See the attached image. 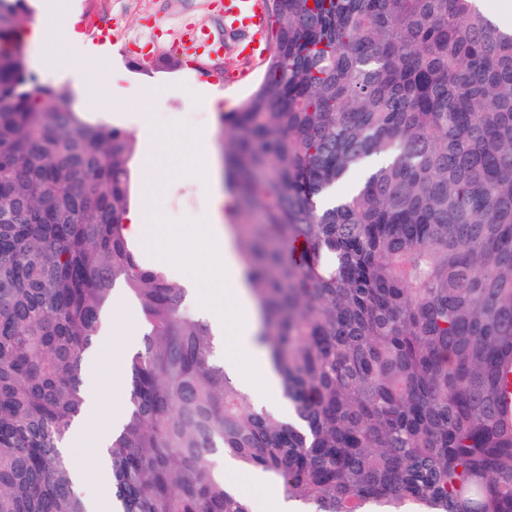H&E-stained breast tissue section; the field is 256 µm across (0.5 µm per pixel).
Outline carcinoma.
<instances>
[{
  "instance_id": "obj_1",
  "label": "carcinoma",
  "mask_w": 512,
  "mask_h": 512,
  "mask_svg": "<svg viewBox=\"0 0 512 512\" xmlns=\"http://www.w3.org/2000/svg\"><path fill=\"white\" fill-rule=\"evenodd\" d=\"M269 3L263 80L218 120L289 421L127 235L134 135L34 87L0 0V512H87L60 443L117 287L144 317L119 512H252L219 451L313 512H512V30L480 0Z\"/></svg>"
}]
</instances>
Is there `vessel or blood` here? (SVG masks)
I'll list each match as a JSON object with an SVG mask.
<instances>
[{
	"instance_id": "vessel-or-blood-1",
	"label": "vessel or blood",
	"mask_w": 512,
	"mask_h": 512,
	"mask_svg": "<svg viewBox=\"0 0 512 512\" xmlns=\"http://www.w3.org/2000/svg\"><path fill=\"white\" fill-rule=\"evenodd\" d=\"M223 6L224 29L235 34L234 43L223 41L210 30L187 24L180 33V45L183 56L190 58L196 69L210 56L234 52L243 66L225 74L224 85L231 88L247 77L249 68L268 58L270 18L265 0H224Z\"/></svg>"
}]
</instances>
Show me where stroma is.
<instances>
[{"label": "stroma", "mask_w": 512, "mask_h": 512, "mask_svg": "<svg viewBox=\"0 0 512 512\" xmlns=\"http://www.w3.org/2000/svg\"><path fill=\"white\" fill-rule=\"evenodd\" d=\"M29 5L30 18H46L44 49L49 57L35 73L65 98H72L73 93L66 79L69 57L63 47L60 19L75 21L84 37L101 32L112 37V45L98 53L97 59L104 66L101 78L105 87H120L123 104L103 111L100 96L88 91L83 110L90 121L126 129L137 139L138 149L131 163V205L140 210L143 224L164 229L146 252L150 264L163 270L174 261L191 266L206 264L210 254L223 249L224 242L212 240L203 252L190 246L191 237L198 225L207 223L210 211V199L198 174L204 164L198 142L200 136L210 135L220 154L224 139L200 92L209 87L225 88L224 71L239 67L240 62L229 52L218 70L206 79L186 77L184 71L168 62L173 55L169 32L186 22L220 32L221 8L216 0H29ZM149 81L159 83L160 90L150 108L149 123L144 126L139 122V86ZM169 135L180 143V158L161 166L146 163L156 137ZM149 181L157 190L147 199L143 188Z\"/></svg>", "instance_id": "obj_1"}]
</instances>
